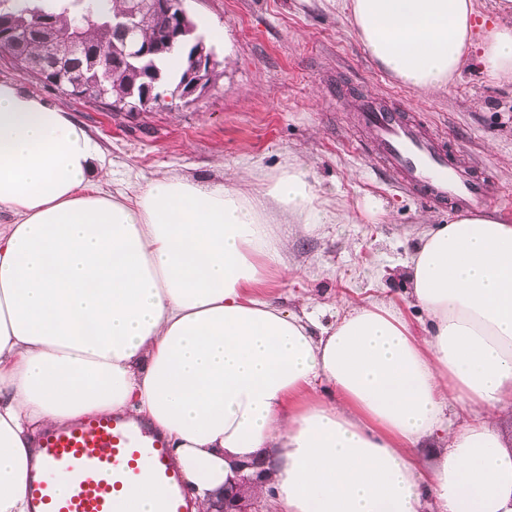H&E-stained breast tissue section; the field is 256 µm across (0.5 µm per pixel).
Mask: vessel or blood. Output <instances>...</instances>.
<instances>
[{
  "instance_id": "vessel-or-blood-1",
  "label": "vessel or blood",
  "mask_w": 512,
  "mask_h": 512,
  "mask_svg": "<svg viewBox=\"0 0 512 512\" xmlns=\"http://www.w3.org/2000/svg\"><path fill=\"white\" fill-rule=\"evenodd\" d=\"M361 112L384 169L405 186L421 189L438 202L467 208L488 205L485 182L450 166L438 140L375 101L364 100ZM37 448L41 465L61 473L68 488L58 493L39 468L31 470L30 512H116L124 489L140 481L159 490L158 512H190L181 475L169 461L166 439L152 427L117 413L96 414L43 434Z\"/></svg>"
}]
</instances>
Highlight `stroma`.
Here are the masks:
<instances>
[{
  "label": "stroma",
  "instance_id": "1",
  "mask_svg": "<svg viewBox=\"0 0 512 512\" xmlns=\"http://www.w3.org/2000/svg\"><path fill=\"white\" fill-rule=\"evenodd\" d=\"M224 39L211 86L187 103L149 112H111L37 84L0 58V80L75 116L112 163V186L162 174L219 180L243 166L274 174L288 163L310 170L336 221L293 239L288 278L272 298L299 312L348 308L377 298L419 328L401 264L424 225L455 207L433 204L397 183L360 124L361 99L396 108L448 146V157L491 190L488 211L512 220V79L464 66L448 90L422 96L383 71L363 47L342 0H185Z\"/></svg>",
  "mask_w": 512,
  "mask_h": 512
}]
</instances>
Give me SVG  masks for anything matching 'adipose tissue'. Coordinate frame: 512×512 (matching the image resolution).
<instances>
[{
  "label": "adipose tissue",
  "mask_w": 512,
  "mask_h": 512,
  "mask_svg": "<svg viewBox=\"0 0 512 512\" xmlns=\"http://www.w3.org/2000/svg\"><path fill=\"white\" fill-rule=\"evenodd\" d=\"M494 8L483 29L478 0L350 2L372 59L424 94L472 53L512 77V0ZM112 176L72 113L0 81V512H29L40 434L107 412L165 435L193 512L256 459L273 512H512V222L424 226L402 276L425 331L381 299L325 322L258 291L292 271L282 225L334 219L300 163Z\"/></svg>",
  "instance_id": "obj_1"
}]
</instances>
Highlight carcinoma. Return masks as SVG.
<instances>
[{"instance_id": "cac0c4a2", "label": "carcinoma", "mask_w": 512, "mask_h": 512, "mask_svg": "<svg viewBox=\"0 0 512 512\" xmlns=\"http://www.w3.org/2000/svg\"><path fill=\"white\" fill-rule=\"evenodd\" d=\"M127 4L128 0H58L56 9L48 11L40 0H0V34L34 29V34L16 40L11 46L13 57L26 69V62L43 58L46 48L61 34L77 29L89 45V53L74 62L84 72V85L73 86L56 71L34 76L40 85L77 99L85 98V93L93 90L104 95L107 101L125 96L136 101L142 86V72L148 68L158 77L157 86L163 87L156 96L161 98L158 107L164 108L168 106L166 100L180 98L182 58L192 40L185 35H176V17L152 9L150 0L137 18L133 37L142 43L166 39L168 48L118 70H108L90 61V52L97 49L112 54L122 51L121 37L113 26L125 13Z\"/></svg>"}]
</instances>
